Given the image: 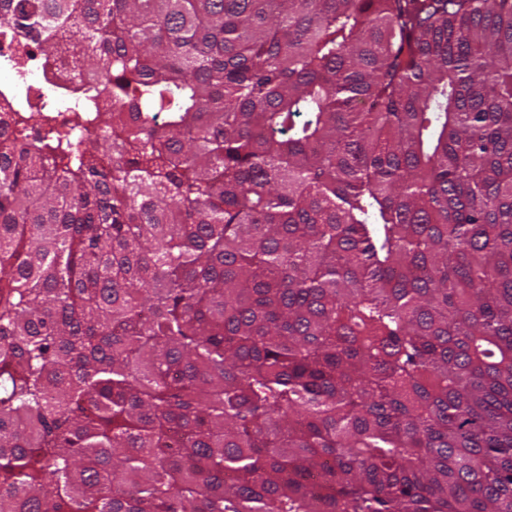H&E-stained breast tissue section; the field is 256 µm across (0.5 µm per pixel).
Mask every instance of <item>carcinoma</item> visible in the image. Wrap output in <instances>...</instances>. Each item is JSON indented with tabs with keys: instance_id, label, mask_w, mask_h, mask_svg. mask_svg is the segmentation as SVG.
<instances>
[{
	"instance_id": "1",
	"label": "carcinoma",
	"mask_w": 512,
	"mask_h": 512,
	"mask_svg": "<svg viewBox=\"0 0 512 512\" xmlns=\"http://www.w3.org/2000/svg\"><path fill=\"white\" fill-rule=\"evenodd\" d=\"M2 16L0 512H512V0ZM20 41H24V34L11 23L2 21L0 99H14L25 91L43 107L62 105L57 112L43 111L52 116L54 123H69L74 114L71 103L76 104L79 100L68 77L70 56L58 55L47 64L40 55L26 54Z\"/></svg>"
}]
</instances>
